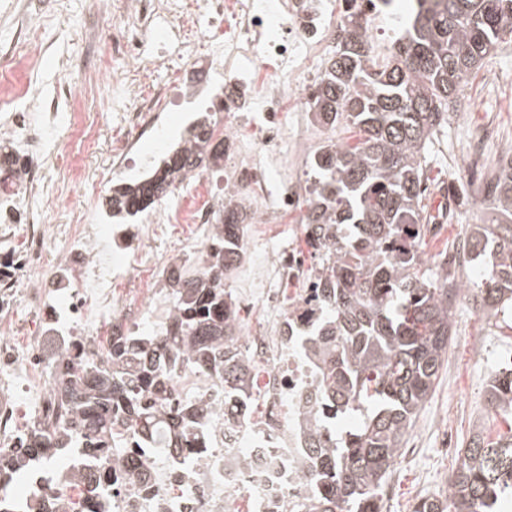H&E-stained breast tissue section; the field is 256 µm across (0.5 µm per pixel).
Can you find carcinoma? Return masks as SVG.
I'll return each mask as SVG.
<instances>
[{"mask_svg":"<svg viewBox=\"0 0 512 512\" xmlns=\"http://www.w3.org/2000/svg\"><path fill=\"white\" fill-rule=\"evenodd\" d=\"M342 31L308 101L317 122H343L357 133L352 144H323L310 164L305 239L327 276L323 325L309 336L308 352L319 361L321 392L336 415L357 412L362 419L341 433L310 427L311 469L303 476L317 490L300 512H383L382 490L434 389L451 341L456 284L445 262L432 276L424 271L421 245L436 223L422 188L427 148L448 125L463 78L512 40V0H432L383 58L357 19L347 17ZM223 160L224 140L205 120L152 179L114 187L109 207L143 212L196 170ZM485 202L497 219L469 227L474 249L467 261L484 267L473 297L483 316L512 317V154L487 184ZM245 220L241 203L229 200L205 270L187 279L183 265L172 263L170 335L119 331L93 361L56 354L55 422L27 428L19 437L24 453L0 456V481L12 479L21 459L66 448L110 456L117 468L134 470V456L119 451L126 434L127 448H156L173 461L194 457L209 447L211 411L200 398L172 403L169 386L183 372L217 375L233 411L254 406L256 364L241 340L236 300L224 288L242 261ZM488 403L512 415V367L494 372ZM449 490L453 501L425 498L413 512H488L512 493V430L494 441L472 437Z\"/></svg>","mask_w":512,"mask_h":512,"instance_id":"1","label":"carcinoma"}]
</instances>
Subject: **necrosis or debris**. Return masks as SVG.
I'll use <instances>...</instances> for the list:
<instances>
[{
	"mask_svg": "<svg viewBox=\"0 0 512 512\" xmlns=\"http://www.w3.org/2000/svg\"><path fill=\"white\" fill-rule=\"evenodd\" d=\"M98 10L122 23L112 54L125 59V69L98 66L111 73L109 109L141 130L136 140L113 135L112 172L137 165L140 139L164 146L159 115L180 111L187 98L207 102L213 132L226 145L224 161L199 173L190 195L161 205L138 224L113 223L108 209L95 203L99 185L89 184L84 201L68 209L56 271L43 275L47 214L66 197L63 186L44 176L60 128L58 105L71 107L67 127L77 160L97 152L100 117L84 112L74 82L50 96H30L26 77L41 57L38 24L26 0H9L0 13L14 32L11 41L0 42V61L13 74L0 84V171L7 173L0 180V373L9 374L0 380V449L9 452L17 447L23 415L46 421L55 408L56 383L47 376L54 350L92 359L115 331L163 335L164 321L144 315L153 306L175 307L166 287L171 262L156 249L170 229H184L187 254L200 259L229 196L242 201L252 224L299 215L309 187L297 173L312 156L304 110L326 53L336 48L350 14L366 36L390 33L378 22L382 11L375 0H99ZM176 58L202 64L174 83L155 84L154 72ZM20 99L24 107L14 109ZM254 112L263 113L262 128L254 127ZM321 272L310 253L268 247L238 285L240 300L261 302L272 314L271 339L249 342L256 356L273 363L258 418L226 414L217 378L183 375L175 383L180 395L203 397L216 411L202 459L176 467L160 462L153 449L139 448L138 472L117 469L104 480L101 461L73 454L47 458L29 465L26 488L0 484V512H29L45 501L58 512H87L96 493L104 512H285L287 504L309 496L311 487L301 479L309 443L304 414L325 405L303 344L319 317ZM278 274L304 275L303 288L279 291ZM20 304L35 313L29 327L35 340L23 349L9 319Z\"/></svg>",
	"mask_w": 512,
	"mask_h": 512,
	"instance_id": "obj_1",
	"label": "necrosis or debris"
}]
</instances>
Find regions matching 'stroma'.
Returning <instances> with one entry per match:
<instances>
[{"label":"stroma","mask_w":512,"mask_h":512,"mask_svg":"<svg viewBox=\"0 0 512 512\" xmlns=\"http://www.w3.org/2000/svg\"><path fill=\"white\" fill-rule=\"evenodd\" d=\"M30 2L33 17L41 23L48 56L70 60L74 77L87 88L89 110L103 114L101 141L109 143L120 130L122 117L103 112L110 89L86 63L105 31L104 19L94 14L95 0H66L57 13L51 12L48 0ZM488 127L494 130V140L488 147L492 157L487 160L473 155L472 144ZM511 149L512 42L501 44L478 70L464 78L448 124L429 148L430 209L438 212L448 206L453 216L427 236V267L437 268L439 253L457 248L468 225L483 223L478 212L484 200L481 185ZM454 331L435 388L409 429L384 490L383 512H412L421 499L447 493V478L471 436L503 433L511 427L501 416L488 412L487 394L498 354L512 351V327L488 322L466 302L455 310ZM476 331L488 336L491 346L481 360L471 355L469 338Z\"/></svg>","instance_id":"stroma-1"}]
</instances>
